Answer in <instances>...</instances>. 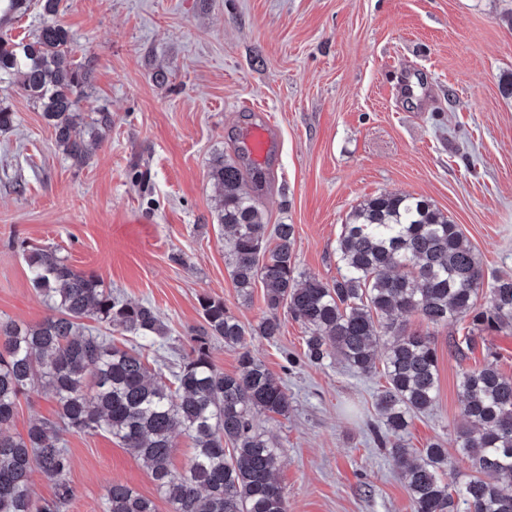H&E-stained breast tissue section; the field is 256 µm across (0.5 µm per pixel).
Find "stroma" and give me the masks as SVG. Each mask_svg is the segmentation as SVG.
Masks as SVG:
<instances>
[{"instance_id":"stroma-1","label":"stroma","mask_w":512,"mask_h":512,"mask_svg":"<svg viewBox=\"0 0 512 512\" xmlns=\"http://www.w3.org/2000/svg\"><path fill=\"white\" fill-rule=\"evenodd\" d=\"M502 0H62L58 21L76 58L92 60L82 109L112 127L86 165L64 158L41 110L0 84L17 115L0 133V320L37 323L50 311L31 285L22 244L57 248L114 293L156 307L188 352L203 320L198 298L223 300L251 328L246 345L288 390L287 415L255 424L281 445L288 512H412L410 496L371 432L383 372L356 375L303 357L306 330L281 313L269 341L254 330L264 289L242 300L224 257L209 168L271 124L275 158L256 191L268 223L296 229L299 272L332 280L353 207L381 193L432 202L459 225L485 282L512 275V24ZM430 331L439 358L435 404L415 417L409 445L452 448L464 423L461 368L486 348L512 377V334L455 346L469 320ZM75 495L66 512H103L111 482L159 499L150 473L105 434L63 433Z\"/></svg>"}]
</instances>
